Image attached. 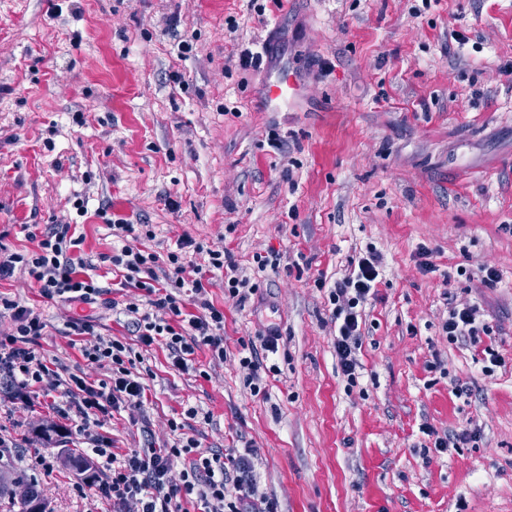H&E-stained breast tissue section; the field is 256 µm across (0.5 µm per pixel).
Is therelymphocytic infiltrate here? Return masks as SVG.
Wrapping results in <instances>:
<instances>
[{
	"mask_svg": "<svg viewBox=\"0 0 512 512\" xmlns=\"http://www.w3.org/2000/svg\"><path fill=\"white\" fill-rule=\"evenodd\" d=\"M113 237L122 245L113 249L108 260L113 272L151 296V311L142 310L138 299L125 302L123 312L128 328L144 346L162 345L170 364L179 372L195 370V354L207 350L212 360L220 361L224 351V312L211 303L202 279V268H195L194 279H185V249L208 256L209 268L223 271L225 298L244 302L257 290L250 277L240 275L231 253L204 248L195 239L183 238L176 250L159 256L134 248L142 230L123 218L108 222ZM32 249L0 256V280L21 269L37 285L48 301L73 306H93L104 289L93 278L79 277L86 260L80 252L81 238L73 237L69 225L53 224L41 232H29ZM381 258L375 248H366L351 263L348 274L327 290L336 324L334 348L338 364L348 386L358 383L362 364L361 325L364 306L377 295ZM166 265L167 280L157 285L158 265ZM194 295L201 315L186 313V295ZM0 309L9 311L14 322L12 332L0 333V391L13 398L30 401L31 397L50 399V407L65 425L87 435V447L100 466L103 478L99 492L112 501L113 512H188L196 505L199 512H277V506L259 496L252 446L226 451L201 448L192 436L179 438L173 445L157 444L146 436L142 447L117 455L111 440L88 431L89 422L105 423L113 412L139 409L147 401L145 387L133 372L132 350L117 339L103 337L83 346L81 355L88 365L107 370L108 378L95 380L88 375L72 374L61 378L47 360L31 345L40 336L45 323L39 313L16 301L0 298ZM163 310L165 318L155 317ZM480 308L474 304H450L442 329L449 343L474 346L489 334L487 324L479 320ZM280 336L275 329L258 335L244 347L239 365L246 369V382L253 394H263L262 373H278V365L269 361L279 351ZM185 460L182 470H175L178 460Z\"/></svg>",
	"mask_w": 512,
	"mask_h": 512,
	"instance_id": "obj_1",
	"label": "lymphocytic infiltrate"
}]
</instances>
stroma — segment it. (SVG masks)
I'll return each instance as SVG.
<instances>
[{"label":"stroma","instance_id":"35a3bbf8","mask_svg":"<svg viewBox=\"0 0 512 512\" xmlns=\"http://www.w3.org/2000/svg\"><path fill=\"white\" fill-rule=\"evenodd\" d=\"M455 31L465 43L450 45ZM508 65L512 0H0V248H31L29 224L83 236L105 288L83 313L132 347L146 388L143 412L105 424L113 452L141 447L147 429L177 441L173 419L205 448L253 443L259 491L278 512H512ZM281 67L307 92L272 112L263 91ZM103 210L150 225L154 239L138 246L161 255L189 236L228 249L248 275L255 254L278 251V269L242 303L225 300L223 272L209 273L226 357L198 352L204 376L175 370L112 312L109 300L137 290L106 275ZM369 244L381 281L351 388L315 281L334 283ZM423 247L434 272L420 267ZM486 266L497 283L483 282ZM0 297L41 312L33 347L54 370L106 378L69 332L75 309L45 301L19 271ZM452 298L479 305L490 328L480 344H449ZM270 328L280 371L262 398L238 352ZM455 379L472 398L455 395ZM58 423L42 399L0 395V435L55 460L44 471L0 456V470L36 485L49 512H112L110 499L77 492L84 477L60 456L83 454L84 438ZM464 428L474 441L435 448L434 434Z\"/></svg>","mask_w":512,"mask_h":512}]
</instances>
